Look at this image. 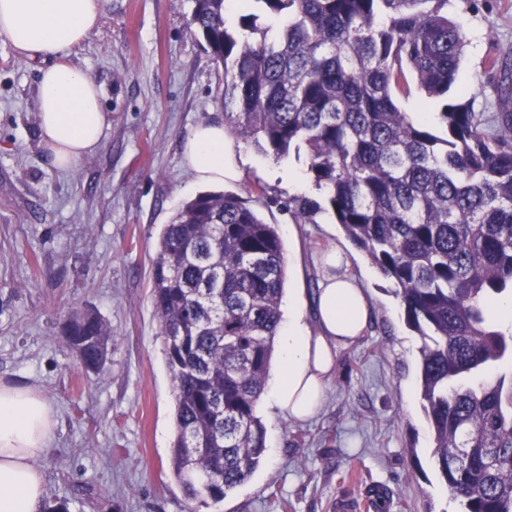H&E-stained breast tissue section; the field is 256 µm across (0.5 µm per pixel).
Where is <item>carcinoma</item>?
<instances>
[{"mask_svg":"<svg viewBox=\"0 0 512 512\" xmlns=\"http://www.w3.org/2000/svg\"><path fill=\"white\" fill-rule=\"evenodd\" d=\"M191 2L224 69V134L275 157L304 149L322 201L294 197L288 213L331 212L394 286L422 340L432 459L458 512H512V326L488 309L512 297V66L487 54L498 109L475 111L452 0H244L236 27L226 0ZM407 71L444 101L446 136L398 107ZM150 276L173 384L170 472L188 500L216 505L263 461L283 243L248 202L202 193L163 225ZM63 340L103 371L112 336L97 313L73 314Z\"/></svg>","mask_w":512,"mask_h":512,"instance_id":"carcinoma-1","label":"carcinoma"}]
</instances>
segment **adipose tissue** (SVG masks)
<instances>
[{
  "mask_svg": "<svg viewBox=\"0 0 512 512\" xmlns=\"http://www.w3.org/2000/svg\"><path fill=\"white\" fill-rule=\"evenodd\" d=\"M105 0H0V34L24 58L42 60L37 86L40 143L52 166L65 171L97 152L106 127L101 89L69 56L104 15ZM196 183L220 185L240 174L224 127L203 122L183 145ZM320 278L311 323L292 315L281 334V371L272 399L288 416L304 420L318 410L341 348L356 342L369 319L370 303L342 249L319 255ZM51 405L31 387L0 382V512H41L42 473L33 462L53 441Z\"/></svg>",
  "mask_w": 512,
  "mask_h": 512,
  "instance_id": "1",
  "label": "adipose tissue"
}]
</instances>
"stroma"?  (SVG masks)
I'll list each match as a JSON object with an SVG mask.
<instances>
[{"label":"stroma","mask_w":512,"mask_h":512,"mask_svg":"<svg viewBox=\"0 0 512 512\" xmlns=\"http://www.w3.org/2000/svg\"><path fill=\"white\" fill-rule=\"evenodd\" d=\"M189 0H107L103 19L70 62L102 90L107 127L100 149L67 171L40 145L41 64L0 34V380L39 389L56 427L38 460L46 500L68 512H189L169 471L174 399L148 272L163 224L203 192L183 160L202 122L224 120V73L188 25ZM469 45L461 83L476 109L496 96L483 61L512 56V0L478 12L455 7ZM238 179L224 191L276 225L287 266L281 310L310 317L315 257L346 250L371 302L365 334L340 350L317 413L299 421L263 394L264 461L222 503L200 512H333L343 495L388 494L390 512H455L431 459L418 389L420 337L392 285L331 214L294 223L289 198L321 193L306 152L276 158L236 142ZM264 185L266 196L254 188ZM91 310L113 336L104 374L84 371L60 340L69 316Z\"/></svg>","instance_id":"35a3bbf8"}]
</instances>
